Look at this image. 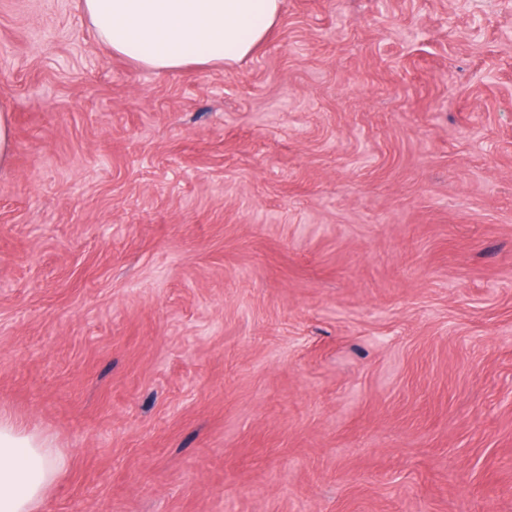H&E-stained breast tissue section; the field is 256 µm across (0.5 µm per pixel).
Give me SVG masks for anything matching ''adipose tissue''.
Here are the masks:
<instances>
[{"mask_svg":"<svg viewBox=\"0 0 512 512\" xmlns=\"http://www.w3.org/2000/svg\"><path fill=\"white\" fill-rule=\"evenodd\" d=\"M282 0H82L112 54L169 71L251 55L281 15ZM66 461L23 422L0 416V512H39Z\"/></svg>","mask_w":512,"mask_h":512,"instance_id":"adipose-tissue-1","label":"adipose tissue"}]
</instances>
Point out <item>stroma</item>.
Wrapping results in <instances>:
<instances>
[{"mask_svg": "<svg viewBox=\"0 0 512 512\" xmlns=\"http://www.w3.org/2000/svg\"><path fill=\"white\" fill-rule=\"evenodd\" d=\"M0 111L44 512H512V0H283L169 72L0 0Z\"/></svg>", "mask_w": 512, "mask_h": 512, "instance_id": "stroma-1", "label": "stroma"}]
</instances>
